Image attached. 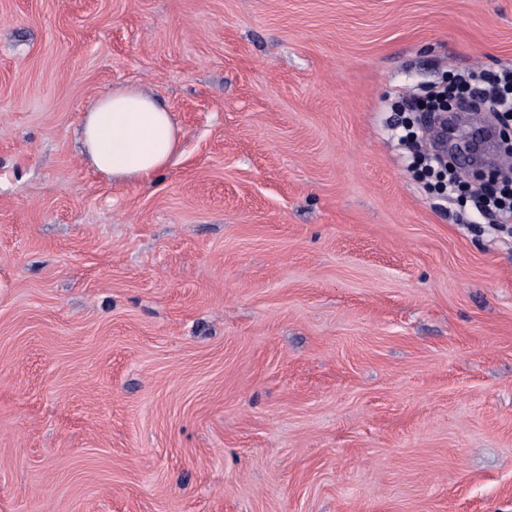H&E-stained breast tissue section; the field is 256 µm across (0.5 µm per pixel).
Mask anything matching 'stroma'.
Returning a JSON list of instances; mask_svg holds the SVG:
<instances>
[{
    "label": "stroma",
    "mask_w": 512,
    "mask_h": 512,
    "mask_svg": "<svg viewBox=\"0 0 512 512\" xmlns=\"http://www.w3.org/2000/svg\"><path fill=\"white\" fill-rule=\"evenodd\" d=\"M505 67L512 0H0V512H512V247L391 129ZM81 131L84 159L115 183L152 182L179 149L170 112L135 87L92 98L85 107Z\"/></svg>",
    "instance_id": "stroma-1"
}]
</instances>
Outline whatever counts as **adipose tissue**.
<instances>
[{"mask_svg": "<svg viewBox=\"0 0 512 512\" xmlns=\"http://www.w3.org/2000/svg\"><path fill=\"white\" fill-rule=\"evenodd\" d=\"M82 142L87 163L115 183L152 182L179 149L170 112L134 87L108 91L87 103Z\"/></svg>", "mask_w": 512, "mask_h": 512, "instance_id": "ef3b65f1", "label": "adipose tissue"}]
</instances>
